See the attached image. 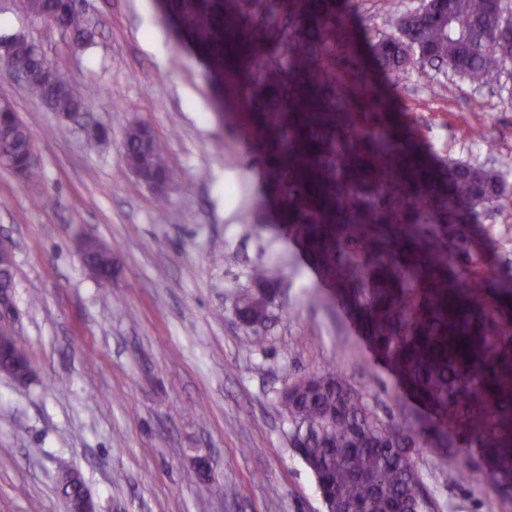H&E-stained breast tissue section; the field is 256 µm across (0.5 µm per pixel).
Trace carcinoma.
Returning <instances> with one entry per match:
<instances>
[{
    "label": "carcinoma",
    "instance_id": "1",
    "mask_svg": "<svg viewBox=\"0 0 512 512\" xmlns=\"http://www.w3.org/2000/svg\"><path fill=\"white\" fill-rule=\"evenodd\" d=\"M48 0H19L33 19L89 41L84 15H52ZM350 0H163L161 12L204 64L217 110L236 99L239 127L262 162L280 230L329 282L375 356L398 378L407 404L383 419L333 369L296 378L280 404L291 441L336 512H422V473L409 448H439L454 482L476 453L492 482L512 486V279L473 252L472 231L489 211L512 209L493 163L438 158L409 138L361 64ZM383 8L397 35L367 43L375 70L409 68L431 79L451 66L478 88L512 74V0H424ZM16 63L37 77L27 91L60 114L80 112L94 90L64 75L45 81L36 51ZM31 140L15 109L0 110V155L26 182L40 181ZM128 169L160 189L170 178L166 150L138 124L124 140ZM102 282L112 251L93 237L82 248ZM237 291L241 322L270 316L276 267L258 263ZM10 356L29 360L12 328L0 327ZM65 496L83 487L60 480Z\"/></svg>",
    "mask_w": 512,
    "mask_h": 512
}]
</instances>
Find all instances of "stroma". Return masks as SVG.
Masks as SVG:
<instances>
[{"mask_svg":"<svg viewBox=\"0 0 512 512\" xmlns=\"http://www.w3.org/2000/svg\"><path fill=\"white\" fill-rule=\"evenodd\" d=\"M91 43L0 0V36L25 34L90 109L65 121L0 66L32 136L41 181L0 167V244L14 257L0 319L28 341L33 375L0 373V512H67L60 477L77 471L97 512H325L292 447L280 396L293 377L336 369L381 417L399 414L389 369L296 254L263 204L249 143L212 106L207 71L155 0H78ZM391 112L432 152L494 160L512 187V92L408 69L375 76ZM151 127L168 147L166 206L126 166L124 136ZM262 210L264 228L245 214ZM488 265L512 271V209L480 226ZM112 251V283L86 266L84 238ZM232 263H225V256ZM282 276L259 332L234 313L252 263ZM412 458L438 512H512V488L469 464L449 483L435 448Z\"/></svg>","mask_w":512,"mask_h":512,"instance_id":"35a3bbf8","label":"stroma"}]
</instances>
